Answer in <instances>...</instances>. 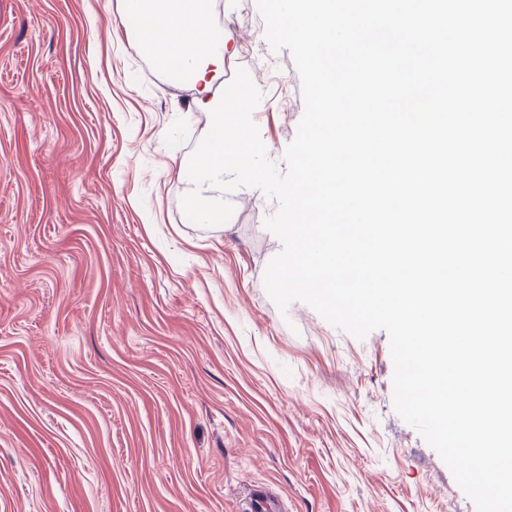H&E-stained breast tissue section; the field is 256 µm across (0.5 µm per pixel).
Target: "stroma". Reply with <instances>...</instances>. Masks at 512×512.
<instances>
[{"label":"stroma","instance_id":"obj_1","mask_svg":"<svg viewBox=\"0 0 512 512\" xmlns=\"http://www.w3.org/2000/svg\"><path fill=\"white\" fill-rule=\"evenodd\" d=\"M269 159L304 112L256 0H220ZM123 0H0V512H476L357 339L264 274L276 200L185 204L213 116L142 51ZM243 512H282L280 500L270 495L265 487L256 486L245 497Z\"/></svg>","mask_w":512,"mask_h":512}]
</instances>
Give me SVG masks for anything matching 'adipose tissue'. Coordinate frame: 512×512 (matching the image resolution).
Segmentation results:
<instances>
[{
	"mask_svg": "<svg viewBox=\"0 0 512 512\" xmlns=\"http://www.w3.org/2000/svg\"><path fill=\"white\" fill-rule=\"evenodd\" d=\"M212 0H126L128 13L138 19L140 45L162 70L175 72L196 89L197 103L215 109L211 132L196 154L199 175L186 202L203 222L224 220L223 206L212 196L223 185L226 169L252 171L254 147L237 123L244 89L225 93L214 102L209 92L213 75L224 67V32L211 15Z\"/></svg>",
	"mask_w": 512,
	"mask_h": 512,
	"instance_id": "obj_1",
	"label": "adipose tissue"
}]
</instances>
